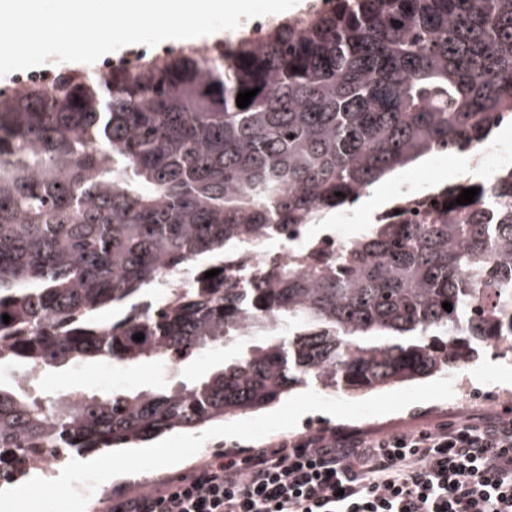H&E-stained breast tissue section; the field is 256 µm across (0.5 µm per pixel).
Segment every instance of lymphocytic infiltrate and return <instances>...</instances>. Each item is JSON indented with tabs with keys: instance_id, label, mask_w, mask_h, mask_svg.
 Returning a JSON list of instances; mask_svg holds the SVG:
<instances>
[{
	"instance_id": "f902f5d3",
	"label": "lymphocytic infiltrate",
	"mask_w": 512,
	"mask_h": 512,
	"mask_svg": "<svg viewBox=\"0 0 512 512\" xmlns=\"http://www.w3.org/2000/svg\"><path fill=\"white\" fill-rule=\"evenodd\" d=\"M112 512H512V419L333 432L220 455Z\"/></svg>"
}]
</instances>
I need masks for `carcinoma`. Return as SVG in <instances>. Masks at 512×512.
<instances>
[{
  "mask_svg": "<svg viewBox=\"0 0 512 512\" xmlns=\"http://www.w3.org/2000/svg\"><path fill=\"white\" fill-rule=\"evenodd\" d=\"M503 112L512 0H327L218 54L186 47L0 95L1 364L181 363L263 337L192 385L47 384L40 400L0 386V480L27 473L30 442L81 458L139 446L301 386L366 394L512 340L511 167L489 192L472 178L431 188L424 220L379 217L333 259L293 246L263 259L271 236L384 176L473 153ZM230 253L256 268L222 272ZM483 288L493 311L467 316ZM107 309L117 317L99 320Z\"/></svg>",
  "mask_w": 512,
  "mask_h": 512,
  "instance_id": "cac0c4a2",
  "label": "carcinoma"
}]
</instances>
